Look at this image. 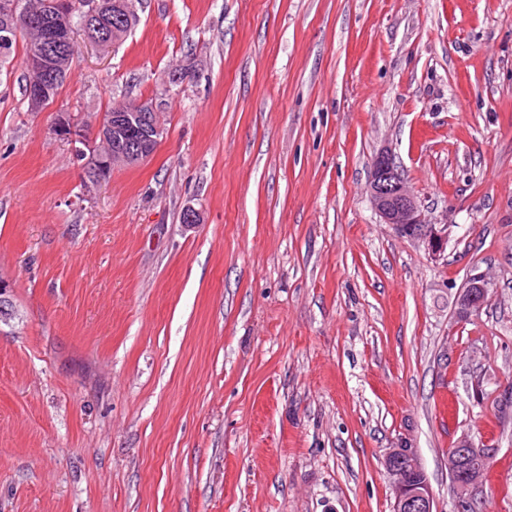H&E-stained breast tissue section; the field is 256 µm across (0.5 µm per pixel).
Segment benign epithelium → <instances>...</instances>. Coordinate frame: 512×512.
<instances>
[{"instance_id":"benign-epithelium-1","label":"benign epithelium","mask_w":512,"mask_h":512,"mask_svg":"<svg viewBox=\"0 0 512 512\" xmlns=\"http://www.w3.org/2000/svg\"><path fill=\"white\" fill-rule=\"evenodd\" d=\"M134 0H120L112 13V27H123L137 17ZM82 12L86 21H105L103 0H40L37 8L26 11L18 0H0L3 38L9 39L14 22L23 18L35 41L24 61V68L33 76L26 100L29 110L43 112L54 101L61 77L66 73L74 41L73 14ZM137 113H112L107 122L94 125L93 136L76 128L67 114L55 115V134L67 141L86 174L85 186L104 181L112 167L135 165L153 155L154 142L163 131L162 113L153 101L136 105ZM369 193L373 206L384 223L410 240L427 244L432 254L441 253L448 232H441L426 222L421 205L407 188L392 155L378 153L372 160ZM489 292V283L481 276L471 278L459 296V315L469 318L480 312ZM489 453L466 437L448 449V476L456 499V512H471L474 504L471 490L488 480ZM389 476L392 512H434V498L416 449L406 442L387 452L384 461Z\"/></svg>"}]
</instances>
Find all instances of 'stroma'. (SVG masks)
<instances>
[{"label":"stroma","instance_id":"stroma-1","mask_svg":"<svg viewBox=\"0 0 512 512\" xmlns=\"http://www.w3.org/2000/svg\"><path fill=\"white\" fill-rule=\"evenodd\" d=\"M136 8L48 111L0 70V512H392L404 441L454 512L464 436L512 512V0ZM148 99L154 154L85 188L55 113ZM383 151L440 254L375 210ZM489 292V283L481 276L471 278L459 296V315L470 318L482 309Z\"/></svg>","mask_w":512,"mask_h":512}]
</instances>
